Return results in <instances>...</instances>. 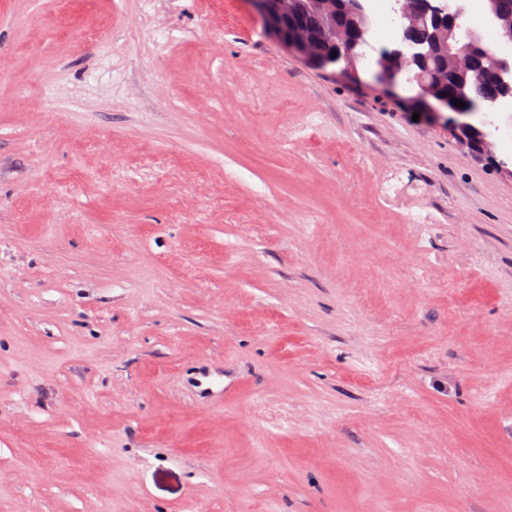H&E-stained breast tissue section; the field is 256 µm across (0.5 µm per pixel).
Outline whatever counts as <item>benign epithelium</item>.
Returning a JSON list of instances; mask_svg holds the SVG:
<instances>
[{"label": "benign epithelium", "instance_id": "1", "mask_svg": "<svg viewBox=\"0 0 512 512\" xmlns=\"http://www.w3.org/2000/svg\"><path fill=\"white\" fill-rule=\"evenodd\" d=\"M255 4L265 32L288 53L298 56L308 67L338 73L356 79L359 71L354 59L365 41L373 37V21L367 0H250ZM398 22L413 25L421 20L432 27V45L443 50L439 66L417 77L418 93L406 99V104L430 122L448 127L459 150L477 160H493V135L482 126L466 120L470 113L453 104L454 97L444 90L448 72L469 73L476 78L494 77L502 88V95L512 92V55L499 50H485L484 35L466 26L465 9L451 11L447 0H426L418 6L417 0H396ZM311 14L322 22L316 30L304 24L286 28L288 20L297 14ZM498 46L512 47V13L490 14ZM337 56H331L332 52ZM420 44L410 42L396 29L389 49L378 59L374 77L382 86L393 89L407 73L416 70L426 57Z\"/></svg>", "mask_w": 512, "mask_h": 512}]
</instances>
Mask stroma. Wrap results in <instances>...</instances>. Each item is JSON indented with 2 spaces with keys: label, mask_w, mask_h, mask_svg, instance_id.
I'll use <instances>...</instances> for the list:
<instances>
[{
  "label": "stroma",
  "mask_w": 512,
  "mask_h": 512,
  "mask_svg": "<svg viewBox=\"0 0 512 512\" xmlns=\"http://www.w3.org/2000/svg\"><path fill=\"white\" fill-rule=\"evenodd\" d=\"M371 75L0 0V512H512V109L477 161Z\"/></svg>",
  "instance_id": "35a3bbf8"
}]
</instances>
